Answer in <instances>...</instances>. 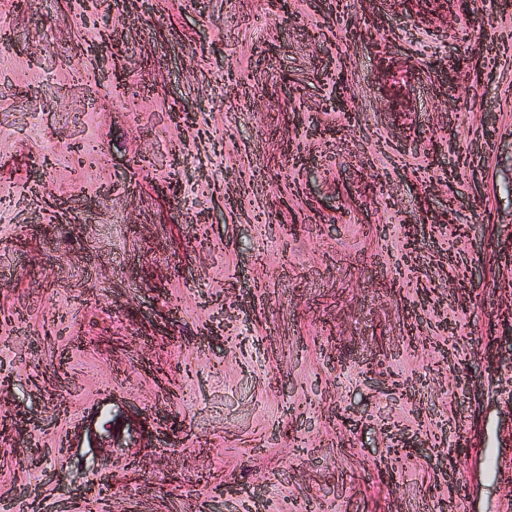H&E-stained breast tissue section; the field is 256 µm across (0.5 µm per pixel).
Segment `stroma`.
Wrapping results in <instances>:
<instances>
[{"label": "stroma", "mask_w": 512, "mask_h": 512, "mask_svg": "<svg viewBox=\"0 0 512 512\" xmlns=\"http://www.w3.org/2000/svg\"><path fill=\"white\" fill-rule=\"evenodd\" d=\"M1 377L0 512H512V0L1 7ZM99 25L102 30V36L101 41L96 42L93 44L88 45V47L82 48V51L91 53L95 57H107L110 56L112 59V56L116 55L115 50H118L120 46V39L118 38V35L113 31L112 32V25L107 17L100 18V20L97 21L96 25Z\"/></svg>", "instance_id": "35a3bbf8"}]
</instances>
